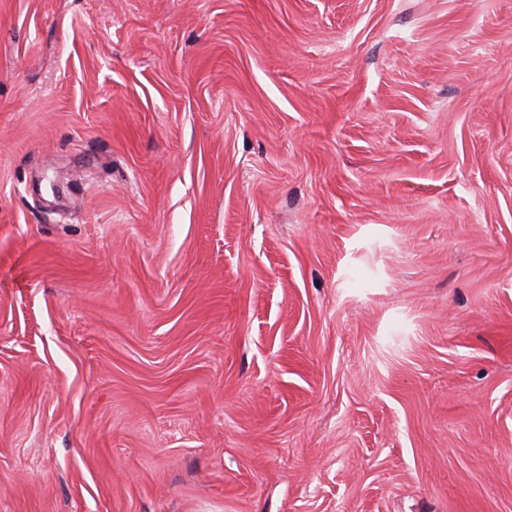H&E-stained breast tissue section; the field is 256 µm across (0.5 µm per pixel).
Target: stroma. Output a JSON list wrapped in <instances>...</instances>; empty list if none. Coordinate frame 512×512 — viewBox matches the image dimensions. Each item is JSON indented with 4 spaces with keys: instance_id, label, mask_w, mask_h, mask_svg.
<instances>
[{
    "instance_id": "obj_1",
    "label": "stroma",
    "mask_w": 512,
    "mask_h": 512,
    "mask_svg": "<svg viewBox=\"0 0 512 512\" xmlns=\"http://www.w3.org/2000/svg\"><path fill=\"white\" fill-rule=\"evenodd\" d=\"M0 512H512V0H0Z\"/></svg>"
}]
</instances>
